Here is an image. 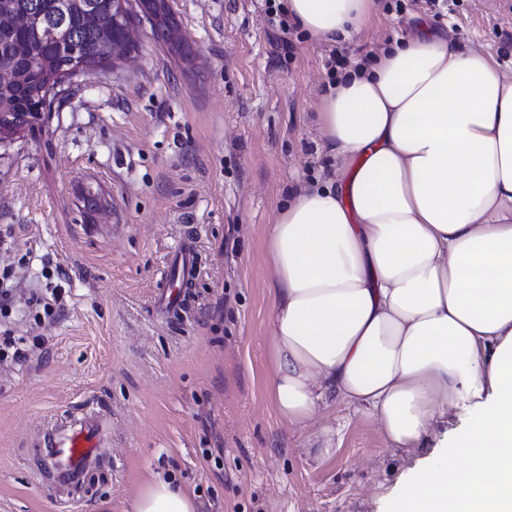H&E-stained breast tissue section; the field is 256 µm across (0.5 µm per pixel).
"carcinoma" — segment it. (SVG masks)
<instances>
[{
    "instance_id": "1",
    "label": "carcinoma",
    "mask_w": 512,
    "mask_h": 512,
    "mask_svg": "<svg viewBox=\"0 0 512 512\" xmlns=\"http://www.w3.org/2000/svg\"><path fill=\"white\" fill-rule=\"evenodd\" d=\"M37 2L44 14L42 27L26 33L0 34V63L27 74L23 86L0 87V113L4 112L14 123H22L33 111L35 92L49 84H58V48L49 29L63 23L68 26L84 49V63L92 70L102 68L106 60L97 56L96 48L106 35L122 34L124 27L110 23L93 26L83 13L69 5L67 0H0V7L23 12Z\"/></svg>"
}]
</instances>
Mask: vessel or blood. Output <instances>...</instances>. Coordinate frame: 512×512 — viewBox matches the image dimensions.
Segmentation results:
<instances>
[{
  "instance_id": "obj_1",
  "label": "vessel or blood",
  "mask_w": 512,
  "mask_h": 512,
  "mask_svg": "<svg viewBox=\"0 0 512 512\" xmlns=\"http://www.w3.org/2000/svg\"><path fill=\"white\" fill-rule=\"evenodd\" d=\"M108 439L106 429L91 411L63 429H53L44 434L43 453L50 458L53 477L68 497H75L85 484Z\"/></svg>"
}]
</instances>
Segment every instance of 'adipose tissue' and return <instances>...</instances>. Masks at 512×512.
<instances>
[{
	"label": "adipose tissue",
	"mask_w": 512,
	"mask_h": 512,
	"mask_svg": "<svg viewBox=\"0 0 512 512\" xmlns=\"http://www.w3.org/2000/svg\"><path fill=\"white\" fill-rule=\"evenodd\" d=\"M375 0H287L334 44ZM317 124L337 172L291 195L267 231L271 399L291 423L330 400L420 445L440 418L485 407L389 512H512V71L429 30L327 85ZM156 473L126 512H197Z\"/></svg>",
	"instance_id": "adipose-tissue-1"
}]
</instances>
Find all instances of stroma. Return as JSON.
<instances>
[{
  "mask_svg": "<svg viewBox=\"0 0 512 512\" xmlns=\"http://www.w3.org/2000/svg\"><path fill=\"white\" fill-rule=\"evenodd\" d=\"M377 5L340 43L293 29L287 54L267 0H173L185 55L142 26L127 58L0 148V270L17 278L0 337L29 350L0 361V512H58L37 442L88 410L111 439L77 512H124L156 472L194 488L199 512H388L479 417L454 412L406 450L349 403L295 425L270 396L267 230L333 174L316 112L337 60L425 25L512 67V0ZM188 238L193 297L165 312ZM325 426L336 449L319 463L308 448Z\"/></svg>",
  "mask_w": 512,
  "mask_h": 512,
  "instance_id": "stroma-1",
  "label": "stroma"
}]
</instances>
